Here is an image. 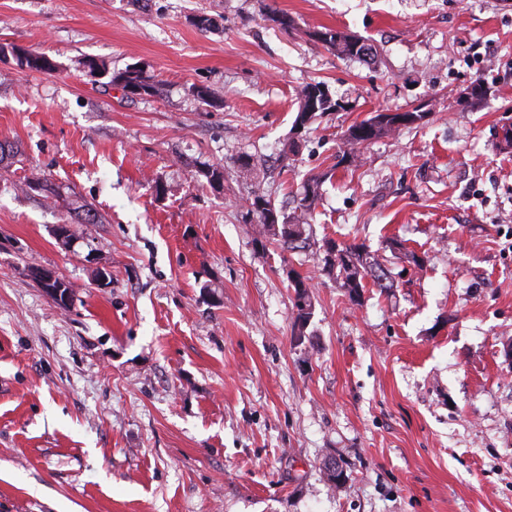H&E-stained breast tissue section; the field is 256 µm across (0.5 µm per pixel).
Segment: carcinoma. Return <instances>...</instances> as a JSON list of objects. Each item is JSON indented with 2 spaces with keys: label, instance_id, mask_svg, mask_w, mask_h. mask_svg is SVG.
<instances>
[{
  "label": "carcinoma",
  "instance_id": "1",
  "mask_svg": "<svg viewBox=\"0 0 512 512\" xmlns=\"http://www.w3.org/2000/svg\"><path fill=\"white\" fill-rule=\"evenodd\" d=\"M316 41L339 56L371 64L375 58V48L372 43L363 39L359 45L350 42L351 34L332 28H323L312 34ZM89 74L92 77L110 75L109 84L121 87L122 90H136L140 94H151L155 84L151 77L146 75L144 69L138 66H129L122 71L108 73L103 64L91 62L88 64ZM300 109L297 116V127L301 128L314 120L317 115L327 112H337L343 104L335 99L329 87L324 82L307 83L298 91ZM428 113L426 112H377L373 116L348 127L352 137L344 139L347 150L342 152L340 162L352 164L360 159L361 148L373 141L390 136L400 130V127L422 123ZM321 178L311 177L303 186L300 197L295 199V209L306 214L313 210L318 197ZM248 213L255 217L259 234L265 238L280 241L285 245L294 243L309 244L310 238L306 234L305 224L298 215H288L275 207L271 197L256 195L250 200ZM324 263L328 270L336 272V279L340 287L344 288L350 299L357 301L361 298L367 284L375 288L388 287L387 280L390 273L363 244L342 245L335 241L324 244ZM294 282L295 307L297 308L296 323L298 336H303L312 314V301L309 295V285L300 276L289 273ZM53 287L61 289L60 296L49 294V297L58 305L68 307L73 302V293L66 280L57 281Z\"/></svg>",
  "mask_w": 512,
  "mask_h": 512
}]
</instances>
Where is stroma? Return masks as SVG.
Here are the masks:
<instances>
[{
  "instance_id": "obj_1",
  "label": "stroma",
  "mask_w": 512,
  "mask_h": 512,
  "mask_svg": "<svg viewBox=\"0 0 512 512\" xmlns=\"http://www.w3.org/2000/svg\"><path fill=\"white\" fill-rule=\"evenodd\" d=\"M326 27L376 63L327 50ZM0 45L56 65L0 56L19 150L0 168V512H512V0H0ZM92 60L156 89L125 99ZM313 81L344 108L299 129ZM417 105L423 123L339 163L350 125ZM33 172L54 195L23 190ZM318 174L309 247L255 233L249 198L293 209ZM329 239L378 253L393 288L351 301ZM316 41L320 42L328 50L335 52L339 56L358 60L365 64H372L375 58V48L368 40L360 38L361 42L355 45L350 42L351 34L332 28H323L312 34ZM38 268H40V267H36L35 265H28L27 266L28 275L31 276L38 283V285L45 291V293L56 304H58L59 306H62V307H69L73 302V293H72V289L70 288L69 283L62 276H61L60 282H58V281L55 282L56 275L53 272L41 269V270L37 271V274H38L39 278L42 280V283L44 285H50V286L52 285L53 288L45 287L34 275L35 270H37ZM45 288H47L48 291ZM58 288H62L59 298L57 296H55L54 294H52V293L58 292L59 291ZM49 291L52 293H50ZM65 296L67 297V300L65 299ZM289 278L295 291V307L298 311L296 323L299 332L298 334L300 335L303 334V330L307 326L312 314V301L308 289L310 287L307 283H305L304 279H302L299 275L294 274V272L289 273ZM292 282H294V285Z\"/></svg>"
}]
</instances>
